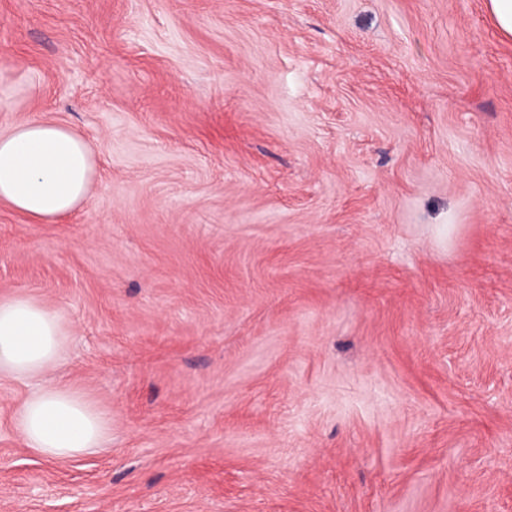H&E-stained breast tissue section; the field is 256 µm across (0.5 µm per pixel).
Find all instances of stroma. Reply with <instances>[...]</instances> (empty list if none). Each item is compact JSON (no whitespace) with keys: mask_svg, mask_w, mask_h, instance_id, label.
<instances>
[{"mask_svg":"<svg viewBox=\"0 0 512 512\" xmlns=\"http://www.w3.org/2000/svg\"><path fill=\"white\" fill-rule=\"evenodd\" d=\"M487 0H0V131L91 197L0 202V297L112 415L0 512H512V38ZM94 173L91 147L66 126L28 119L0 133V200L33 221L84 205Z\"/></svg>","mask_w":512,"mask_h":512,"instance_id":"stroma-1","label":"stroma"}]
</instances>
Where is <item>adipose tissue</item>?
Returning <instances> with one entry per match:
<instances>
[{"label":"adipose tissue","mask_w":512,"mask_h":512,"mask_svg":"<svg viewBox=\"0 0 512 512\" xmlns=\"http://www.w3.org/2000/svg\"><path fill=\"white\" fill-rule=\"evenodd\" d=\"M89 144L70 128L28 119L0 133V200L34 221L63 217L90 198ZM68 330L33 297L0 298V377L38 385L15 414L27 447L49 461L96 453L112 440V417L80 391L46 379L62 362Z\"/></svg>","instance_id":"1"}]
</instances>
